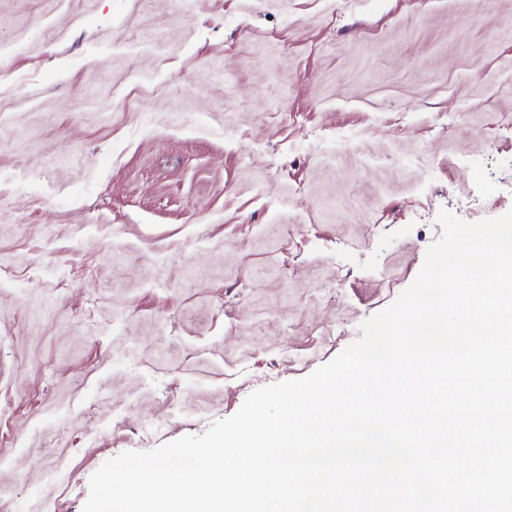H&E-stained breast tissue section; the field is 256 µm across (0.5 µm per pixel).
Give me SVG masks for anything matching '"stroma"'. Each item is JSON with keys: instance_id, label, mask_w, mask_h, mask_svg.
<instances>
[{"instance_id": "obj_1", "label": "stroma", "mask_w": 512, "mask_h": 512, "mask_svg": "<svg viewBox=\"0 0 512 512\" xmlns=\"http://www.w3.org/2000/svg\"><path fill=\"white\" fill-rule=\"evenodd\" d=\"M443 209L512 210V0H0V512L335 358Z\"/></svg>"}]
</instances>
